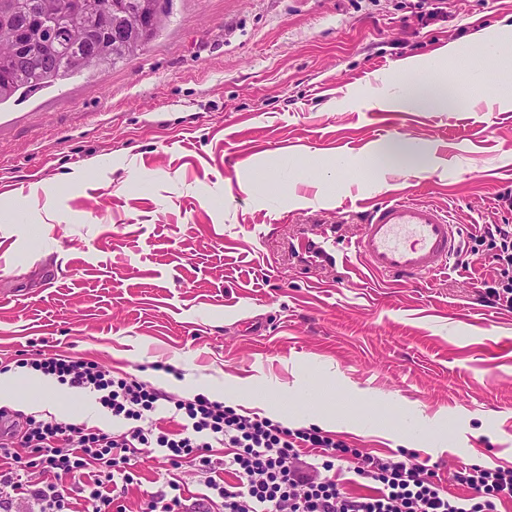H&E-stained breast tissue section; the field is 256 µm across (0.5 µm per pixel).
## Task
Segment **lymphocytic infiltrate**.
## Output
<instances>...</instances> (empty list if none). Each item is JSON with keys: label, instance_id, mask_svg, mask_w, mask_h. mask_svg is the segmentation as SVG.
I'll return each instance as SVG.
<instances>
[{"label": "lymphocytic infiltrate", "instance_id": "1", "mask_svg": "<svg viewBox=\"0 0 512 512\" xmlns=\"http://www.w3.org/2000/svg\"><path fill=\"white\" fill-rule=\"evenodd\" d=\"M488 259L495 277L485 283L489 303L512 309V225L489 224L460 246L456 262ZM58 383L97 394L117 421L116 429L85 428L42 415L7 422L0 410V512L19 500L36 512H72L61 483L76 479L83 512H112L136 479L135 457L155 448L166 477L152 492L146 512H187L183 462L204 479L203 512H493L498 500H512V468L474 466L458 473L468 495H449L425 464L415 458L360 455L347 442L317 428L289 429L271 419L246 416L204 395L176 398L129 377L114 376L96 361L61 354L19 360ZM173 409L177 430L162 426L160 414ZM322 464H313V457ZM353 465L369 479L367 493L343 490L332 470ZM231 472L234 483L223 479Z\"/></svg>", "mask_w": 512, "mask_h": 512}]
</instances>
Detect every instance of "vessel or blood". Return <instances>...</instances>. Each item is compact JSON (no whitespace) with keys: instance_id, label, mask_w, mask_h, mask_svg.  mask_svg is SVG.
<instances>
[{"instance_id":"vessel-or-blood-1","label":"vessel or blood","mask_w":512,"mask_h":512,"mask_svg":"<svg viewBox=\"0 0 512 512\" xmlns=\"http://www.w3.org/2000/svg\"><path fill=\"white\" fill-rule=\"evenodd\" d=\"M461 235L449 211L431 202L392 198L365 211L351 248L371 271L408 284L447 267Z\"/></svg>"}]
</instances>
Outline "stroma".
<instances>
[{"mask_svg":"<svg viewBox=\"0 0 512 512\" xmlns=\"http://www.w3.org/2000/svg\"><path fill=\"white\" fill-rule=\"evenodd\" d=\"M171 0L135 59L0 110V372L19 353L100 362L179 397L217 386L245 412L345 406L333 437L411 453L449 494L475 465L512 468V311L487 305L491 265L401 284L347 257L366 206L434 202L464 234L511 224L512 110L385 111L403 62L504 78L485 37L512 0ZM393 139L409 165L358 177ZM348 214L337 223L338 214ZM336 248L320 253L323 225ZM164 471L144 449L122 499L142 512Z\"/></svg>","mask_w":512,"mask_h":512,"instance_id":"stroma-1","label":"stroma"}]
</instances>
